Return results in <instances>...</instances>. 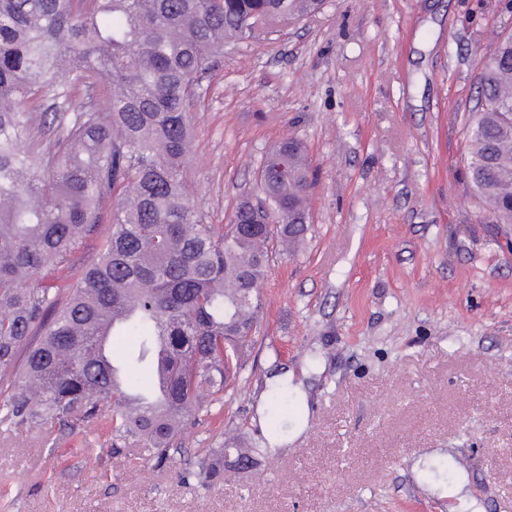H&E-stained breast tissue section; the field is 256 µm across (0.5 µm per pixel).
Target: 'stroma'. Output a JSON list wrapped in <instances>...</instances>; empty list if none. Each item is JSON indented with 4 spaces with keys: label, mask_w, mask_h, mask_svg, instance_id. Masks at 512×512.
I'll return each mask as SVG.
<instances>
[{
    "label": "stroma",
    "mask_w": 512,
    "mask_h": 512,
    "mask_svg": "<svg viewBox=\"0 0 512 512\" xmlns=\"http://www.w3.org/2000/svg\"><path fill=\"white\" fill-rule=\"evenodd\" d=\"M510 31L512 0H327L227 46L190 106L207 223L260 199L280 137L306 141L317 178L240 381L162 466L113 454L100 429H0V512H512V224L470 195L463 131L480 60ZM280 368L307 403L273 398ZM219 432L263 449L264 480L181 479Z\"/></svg>",
    "instance_id": "obj_1"
}]
</instances>
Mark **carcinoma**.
Here are the masks:
<instances>
[{"label": "carcinoma", "mask_w": 512, "mask_h": 512, "mask_svg": "<svg viewBox=\"0 0 512 512\" xmlns=\"http://www.w3.org/2000/svg\"><path fill=\"white\" fill-rule=\"evenodd\" d=\"M325 0H0V427L51 424L65 437L100 422L114 450L142 444L171 461L187 421L211 412L239 379L255 343L259 289L272 249L296 247L313 188L304 143H275L258 172L268 205L247 200L209 224L187 180L188 106L224 47L279 32ZM96 81V101L75 85ZM512 34L482 59L478 111L466 122L471 194L512 224ZM54 108V142H32L23 103ZM112 233L96 263L72 274L82 238L116 188ZM108 354L124 372L112 384ZM164 398L138 407L159 373ZM220 439L194 462L204 490L228 463L256 464L261 448Z\"/></svg>", "instance_id": "carcinoma-1"}]
</instances>
